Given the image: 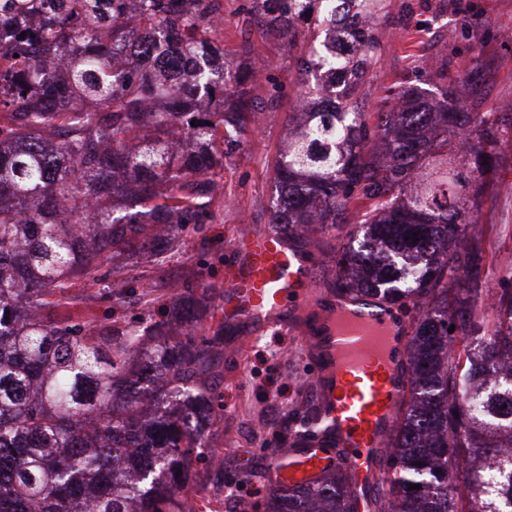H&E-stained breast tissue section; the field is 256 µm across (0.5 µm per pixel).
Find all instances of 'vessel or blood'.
<instances>
[{
	"instance_id": "obj_1",
	"label": "vessel or blood",
	"mask_w": 512,
	"mask_h": 512,
	"mask_svg": "<svg viewBox=\"0 0 512 512\" xmlns=\"http://www.w3.org/2000/svg\"><path fill=\"white\" fill-rule=\"evenodd\" d=\"M232 246L221 295L225 323L244 342L269 329L301 335L322 385L319 413L327 437L273 458V485L306 482L335 463L340 447L353 489L364 490L374 450L387 441L409 385L397 368L406 338L389 306L340 299L320 310L313 250L273 231L236 233Z\"/></svg>"
}]
</instances>
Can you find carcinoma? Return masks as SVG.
Returning <instances> with one entry per match:
<instances>
[{"instance_id":"1","label":"carcinoma","mask_w":512,"mask_h":512,"mask_svg":"<svg viewBox=\"0 0 512 512\" xmlns=\"http://www.w3.org/2000/svg\"><path fill=\"white\" fill-rule=\"evenodd\" d=\"M340 2L256 0L290 41L296 19L315 20L324 40L299 61L315 91L338 66L348 76L331 105L291 117L270 224L303 246L304 226L361 228L359 249L337 252L336 297L413 309L410 386L371 475L385 496L360 500L338 462L270 487L265 512H490L494 471L472 460H512V379L474 385L512 359V289L477 320L481 239L448 250L470 180L445 149L464 132L496 145L512 113L478 120L450 82L404 87L405 106L369 125L353 103L377 63L382 0H360L364 20L343 24ZM210 31L205 0H0V60H14L0 70V512H195L223 345L195 337L207 289L149 326L117 327L74 316L70 288L129 246L160 263L179 226L212 218L256 66L224 63ZM470 152L474 171L495 166ZM498 494L512 512V470Z\"/></svg>"}]
</instances>
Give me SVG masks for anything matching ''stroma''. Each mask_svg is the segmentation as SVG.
<instances>
[{
	"instance_id": "stroma-1",
	"label": "stroma",
	"mask_w": 512,
	"mask_h": 512,
	"mask_svg": "<svg viewBox=\"0 0 512 512\" xmlns=\"http://www.w3.org/2000/svg\"><path fill=\"white\" fill-rule=\"evenodd\" d=\"M376 20L380 61L367 79L356 108L375 113L397 103L402 86L426 89L439 66L464 85L469 111H503L512 103V0H384ZM224 12L215 32L224 58L240 65L256 62L263 75L253 84L251 130L227 151L217 180L223 188L203 224L180 227V244L160 264H128L122 281L98 274L74 281L70 293L77 311L115 325L150 324L178 292L199 287L221 292L224 268L232 262L234 227H269L276 195L270 161L288 132V121L302 89L297 66L306 54L303 40L288 41L257 15L255 0H218ZM501 165L484 184L479 205L467 206L465 234L481 236L485 284L476 314L491 320L489 300L512 288V136L497 147ZM346 226H329L314 237L318 263L312 274L331 289L336 253L349 246ZM220 388L206 423L208 472L194 485L199 512H227L238 501L264 512L271 459L289 447V431L301 430V404L317 400L314 365L298 335L267 332L236 345L225 342L217 359Z\"/></svg>"
}]
</instances>
